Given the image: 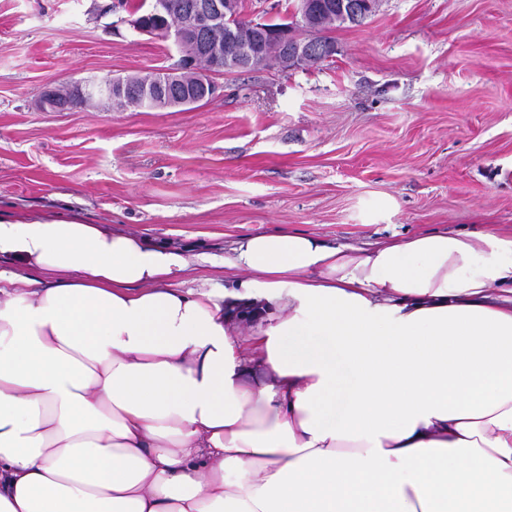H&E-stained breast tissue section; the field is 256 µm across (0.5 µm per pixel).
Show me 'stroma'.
<instances>
[{"label":"stroma","instance_id":"obj_1","mask_svg":"<svg viewBox=\"0 0 512 512\" xmlns=\"http://www.w3.org/2000/svg\"><path fill=\"white\" fill-rule=\"evenodd\" d=\"M111 0H0V214L70 216L220 260L285 229L369 249L425 232L512 238V0H380L324 62L217 75L193 108L65 112L50 87L161 71L172 39Z\"/></svg>","mask_w":512,"mask_h":512}]
</instances>
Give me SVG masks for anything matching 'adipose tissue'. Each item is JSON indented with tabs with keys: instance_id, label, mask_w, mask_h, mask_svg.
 Instances as JSON below:
<instances>
[{
	"instance_id": "adipose-tissue-1",
	"label": "adipose tissue",
	"mask_w": 512,
	"mask_h": 512,
	"mask_svg": "<svg viewBox=\"0 0 512 512\" xmlns=\"http://www.w3.org/2000/svg\"><path fill=\"white\" fill-rule=\"evenodd\" d=\"M1 257L0 512H512V239L261 234L218 295L74 218Z\"/></svg>"
}]
</instances>
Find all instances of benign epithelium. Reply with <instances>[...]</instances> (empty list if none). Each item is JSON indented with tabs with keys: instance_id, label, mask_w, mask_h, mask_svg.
<instances>
[{
	"instance_id": "obj_1",
	"label": "benign epithelium",
	"mask_w": 512,
	"mask_h": 512,
	"mask_svg": "<svg viewBox=\"0 0 512 512\" xmlns=\"http://www.w3.org/2000/svg\"><path fill=\"white\" fill-rule=\"evenodd\" d=\"M321 6L339 8L338 17L345 23L360 24L374 11L372 0H341L336 4L325 0ZM238 15V0H199L194 9L183 13L180 23L153 28L144 18L137 16L133 19H120L129 24L139 34H162L173 39L179 54V61L166 72H155L139 77L137 84H132L128 77H109L93 85L74 84L69 86L74 97L103 95L117 109H165L188 107L211 100L217 86L209 78L210 72L192 85H186L188 76L199 73L197 58L194 53L198 37L206 36L212 39L227 38L237 42L234 55L220 56V47L216 46L209 58L216 59L215 67L223 70H242L248 68L254 58L258 43L262 40L276 38V43L283 52L284 60L296 67L309 66L318 55L324 53L333 55L335 45L330 43L317 44L308 38L297 35L292 24L276 23L271 19L248 20L249 38L237 40V33L224 31V18H235ZM173 85L184 86L185 92L172 98L168 90ZM39 108L45 112H62L71 108V99L60 96L59 89L49 88L41 94Z\"/></svg>"
}]
</instances>
